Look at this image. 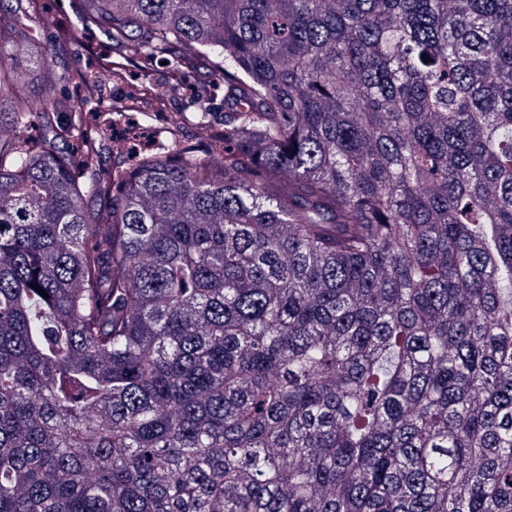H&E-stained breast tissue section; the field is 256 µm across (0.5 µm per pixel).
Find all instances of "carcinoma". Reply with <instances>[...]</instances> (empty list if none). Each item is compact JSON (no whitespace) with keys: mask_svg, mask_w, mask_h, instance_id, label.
<instances>
[{"mask_svg":"<svg viewBox=\"0 0 512 512\" xmlns=\"http://www.w3.org/2000/svg\"><path fill=\"white\" fill-rule=\"evenodd\" d=\"M81 2L224 130L102 170L0 14V512H512V0Z\"/></svg>","mask_w":512,"mask_h":512,"instance_id":"carcinoma-1","label":"carcinoma"}]
</instances>
